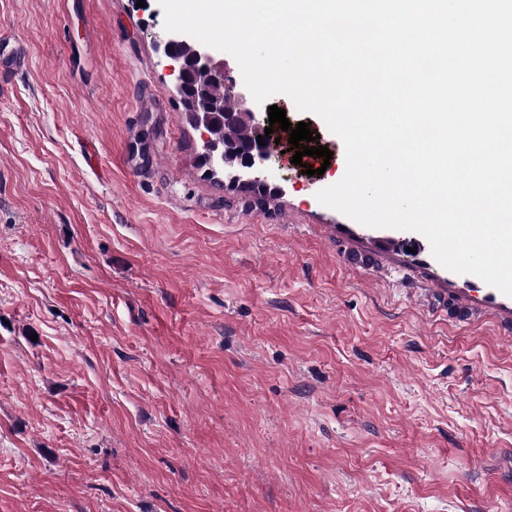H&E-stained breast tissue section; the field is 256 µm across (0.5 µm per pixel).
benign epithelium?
Segmentation results:
<instances>
[{
    "instance_id": "benign-epithelium-1",
    "label": "benign epithelium",
    "mask_w": 512,
    "mask_h": 512,
    "mask_svg": "<svg viewBox=\"0 0 512 512\" xmlns=\"http://www.w3.org/2000/svg\"><path fill=\"white\" fill-rule=\"evenodd\" d=\"M157 51L166 63L169 75L174 78L177 92H183L184 78L193 69L205 74L210 84L222 89V95L217 96L204 88L189 103L195 123L204 130L203 150L210 163L222 165L228 160L251 171L255 174L254 181H259L258 174L264 171L270 158V146H261L257 141V136L264 134L265 119L252 109L247 93L236 90L229 63L217 57L208 46L178 32H165L157 42ZM215 112L224 114L226 127L246 126L248 139L223 149L208 132Z\"/></svg>"
}]
</instances>
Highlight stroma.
I'll use <instances>...</instances> for the list:
<instances>
[{
  "instance_id": "35a3bbf8",
  "label": "stroma",
  "mask_w": 512,
  "mask_h": 512,
  "mask_svg": "<svg viewBox=\"0 0 512 512\" xmlns=\"http://www.w3.org/2000/svg\"><path fill=\"white\" fill-rule=\"evenodd\" d=\"M164 32L0 0V512H512V296L322 205L286 95L329 162L209 170Z\"/></svg>"
}]
</instances>
